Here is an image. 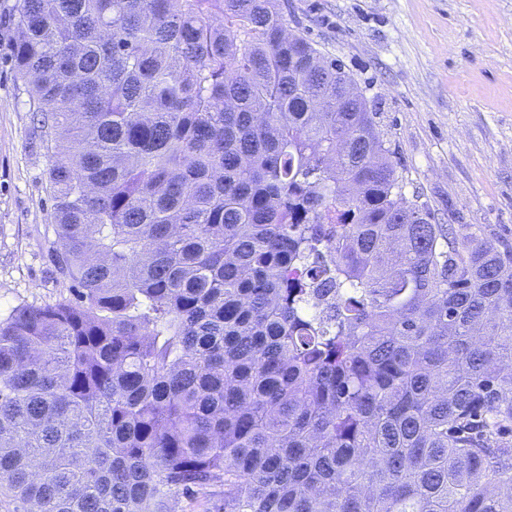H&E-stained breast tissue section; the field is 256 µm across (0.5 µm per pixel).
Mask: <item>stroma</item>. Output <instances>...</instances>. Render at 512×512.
<instances>
[{
    "label": "stroma",
    "instance_id": "obj_1",
    "mask_svg": "<svg viewBox=\"0 0 512 512\" xmlns=\"http://www.w3.org/2000/svg\"><path fill=\"white\" fill-rule=\"evenodd\" d=\"M280 3L364 95L406 198L512 252V0ZM14 4L0 0V317L70 286L54 264V158L11 61Z\"/></svg>",
    "mask_w": 512,
    "mask_h": 512
}]
</instances>
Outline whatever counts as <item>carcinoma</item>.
Wrapping results in <instances>:
<instances>
[{
    "label": "carcinoma",
    "mask_w": 512,
    "mask_h": 512,
    "mask_svg": "<svg viewBox=\"0 0 512 512\" xmlns=\"http://www.w3.org/2000/svg\"><path fill=\"white\" fill-rule=\"evenodd\" d=\"M68 295L0 319L20 512H512V253L408 201L277 0H17ZM221 503L218 497L200 494L194 497H178L170 507L175 512H217Z\"/></svg>",
    "instance_id": "cac0c4a2"
}]
</instances>
